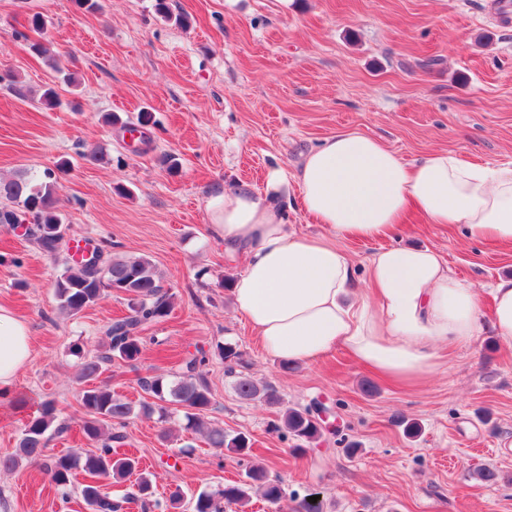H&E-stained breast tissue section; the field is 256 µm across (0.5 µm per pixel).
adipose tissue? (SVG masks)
I'll list each match as a JSON object with an SVG mask.
<instances>
[{
    "label": "adipose tissue",
    "instance_id": "ef3b65f1",
    "mask_svg": "<svg viewBox=\"0 0 512 512\" xmlns=\"http://www.w3.org/2000/svg\"><path fill=\"white\" fill-rule=\"evenodd\" d=\"M292 179L325 234L287 230L279 200ZM292 179L276 171L264 195L222 190L207 204L225 249L247 256L231 294L265 351L311 362L342 347L379 377L406 384L433 374L441 348L477 336L479 292L451 274L440 253L378 250L365 292L336 240L380 239L415 211L428 223L460 225L471 237L511 245L512 167L477 164L454 151L430 152L411 166L379 139L349 131L311 150ZM492 296L491 329L512 348V277L499 279ZM30 356L27 324L0 304L1 394L11 393Z\"/></svg>",
    "mask_w": 512,
    "mask_h": 512
}]
</instances>
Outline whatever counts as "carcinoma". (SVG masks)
Segmentation results:
<instances>
[{"label":"carcinoma","mask_w":512,"mask_h":512,"mask_svg":"<svg viewBox=\"0 0 512 512\" xmlns=\"http://www.w3.org/2000/svg\"><path fill=\"white\" fill-rule=\"evenodd\" d=\"M46 178V182H36L25 175L0 179V199L5 200L0 206V224H31L29 236L44 252L55 255L67 225L57 209L54 182L50 181L52 173H46ZM55 288L60 310L71 315L95 304L112 290L124 294L128 301L129 313L114 320L107 329L104 350L84 361L80 369L79 380L84 384L80 401L86 414L82 432L95 448L83 456L77 453L46 454V432L54 420L55 406L51 401H43L25 423L14 453L0 457V470H13L24 461H41L51 481L63 490L68 489L74 476L83 471L88 480L82 484L80 494L86 512H121L123 505L135 500L145 509L152 496L149 478L141 479L137 493L119 500L113 499L100 482L105 477L122 479L132 474L139 468V460L127 454L117 455V449L126 442L121 428L133 415L131 403L112 394L108 385L98 384L96 380L112 359L117 357L133 362L140 357L143 347L140 331L143 326L169 315L174 305L173 295L164 288L154 263L144 255L106 256L98 265L89 263L83 256L66 263ZM202 363L203 360L197 358L185 361L176 381L162 375L141 379V387L154 402L140 404V412L147 416L157 411L162 413L164 403L175 402L184 408L186 428L204 433L214 448L246 454L251 448V440L246 434L226 435L224 429L208 427L201 418L202 412L212 404L210 388L198 374ZM235 390L243 400L260 399L269 405L283 404L275 386H260L246 376L238 378ZM281 427L301 442L310 443L321 436L320 425L310 406L304 410L285 408ZM254 489L276 506L285 498L281 481L270 477L264 467L253 465L239 482L200 491L195 496L193 512H224V506L244 502Z\"/></svg>","instance_id":"cac0c4a2"}]
</instances>
